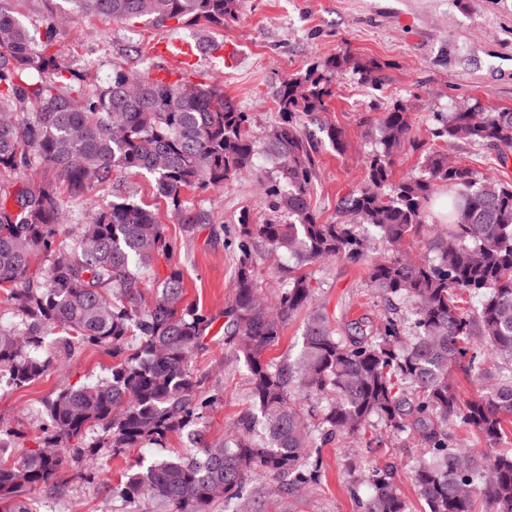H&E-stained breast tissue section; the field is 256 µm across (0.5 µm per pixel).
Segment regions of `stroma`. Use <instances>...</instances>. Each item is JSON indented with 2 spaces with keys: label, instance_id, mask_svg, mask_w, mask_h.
<instances>
[{
  "label": "stroma",
  "instance_id": "stroma-1",
  "mask_svg": "<svg viewBox=\"0 0 512 512\" xmlns=\"http://www.w3.org/2000/svg\"><path fill=\"white\" fill-rule=\"evenodd\" d=\"M198 39L219 44L216 52L184 61L164 53L175 39ZM56 48L81 70L90 88L107 85L113 67L152 74L186 71L191 80L221 88L226 98L250 113L255 132H262L278 113L272 92L281 78L299 75L313 63L347 54L356 61L374 60L386 77L382 90L364 84L357 71L345 67L333 85L327 117L348 141L344 152L322 148L311 202L322 221L336 218L340 199L364 178L363 159L375 146L363 118L385 112L396 102L408 107L412 133L429 141L436 114L477 104L488 110L512 108V0H241L239 19L224 28L187 26L166 29L140 21L117 22L97 15L78 14L60 27ZM450 155L462 165L490 172L512 182V158L500 161L496 151L461 144ZM277 175L276 163L258 152L255 165L223 187L185 193L189 210H206L208 224H184L154 192L151 175L114 173L104 187L94 188L87 201H66L65 244H72L89 206L111 203L118 195L155 208L174 244L171 256L155 261L145 273L146 299L154 285L178 267L183 275L185 301L208 313L215 327L207 347L192 362L194 374L206 389L223 392L202 430L207 440L223 439L226 423L249 406V372L224 347L218 327L231 293L237 252L235 223L241 211L261 221L263 186ZM314 298L335 319L338 331L360 317L378 318L385 303L366 284L365 264L332 260L312 266ZM112 355L88 346L58 363L35 382L7 387L0 393V429L15 436L17 447L30 449L40 441L46 422L45 401L69 384L103 377ZM352 444L333 441L321 449L318 485L292 494L275 493L274 479L263 480L258 512H359L354 496L355 476L348 466ZM414 444L372 448L367 462L392 467L410 512H426L412 478L420 455ZM152 449L132 448L120 455L103 448L83 457L67 470L60 491L33 490L30 512H157L150 501L125 507L106 492Z\"/></svg>",
  "mask_w": 512,
  "mask_h": 512
}]
</instances>
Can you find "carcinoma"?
<instances>
[{"instance_id": "carcinoma-1", "label": "carcinoma", "mask_w": 512, "mask_h": 512, "mask_svg": "<svg viewBox=\"0 0 512 512\" xmlns=\"http://www.w3.org/2000/svg\"><path fill=\"white\" fill-rule=\"evenodd\" d=\"M0 0V288L19 317L0 326V369L16 386L56 366L46 347L56 331L67 353L96 346L112 353L107 375L69 384L45 405L48 421L38 447L16 451L0 434V503L28 512L26 492L60 488L85 448H165L187 429L200 441L190 455L154 456L124 474L112 494L136 503L152 499L165 512H224L255 503L251 485L272 476L289 492L318 484L320 450L336 438L365 434L374 420L389 438L413 441L424 456L413 479L427 512H512V182L458 164L434 148L425 177L392 180L393 158L421 144L410 137L407 107L395 104L363 125L375 127L362 184L342 197L336 220L324 222L310 200L317 156L324 145L347 148L344 131L322 117L336 73L353 66L378 88L382 66L348 55L315 62L281 79L274 92L278 120L264 132L279 179L267 183L261 223L245 210L237 218L238 257L224 308V345L249 371L250 409L229 425L222 444L203 442L200 425L219 395L201 391L192 359L206 348L212 319L184 302L174 268L144 303L143 272L173 244L159 214L129 195L92 210L75 244L63 232L62 193L85 200L116 172L147 173L155 193L185 224H209L205 211L185 214L186 191L221 187L253 167L252 117L211 85L182 72L169 81L118 66L106 87L90 91L84 74L54 49L64 16L52 13L30 27ZM74 13L157 27L222 28L238 18L240 0H67ZM432 140L478 144L512 154V111L476 106L437 116ZM36 170L50 173L28 178ZM448 187L445 230L431 234L428 254L405 243L430 234L429 205ZM369 228L390 252L366 259ZM296 260L274 306L260 299L253 257L256 242ZM48 264L36 275L35 260ZM330 259L367 262V283L408 316L384 313L356 334L341 336L326 309L313 302L312 277L302 268ZM477 304L462 306L464 298ZM305 312L299 354L278 361L265 352L288 322ZM498 354L486 365L481 346ZM479 386L462 397L454 374ZM326 401L320 420L302 400ZM462 426L485 443L480 455L458 450L449 432ZM356 484L369 488L361 512H408L394 472L366 464Z\"/></svg>"}]
</instances>
